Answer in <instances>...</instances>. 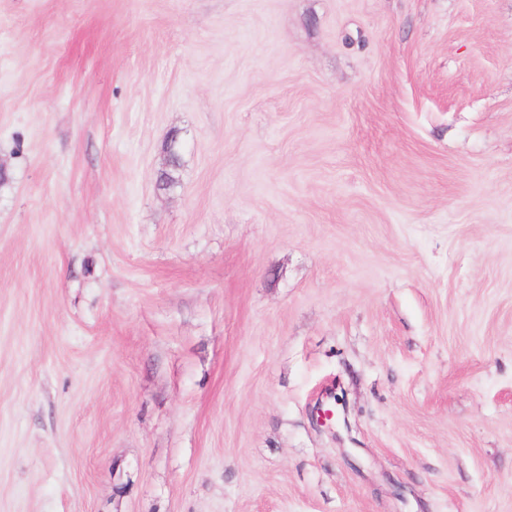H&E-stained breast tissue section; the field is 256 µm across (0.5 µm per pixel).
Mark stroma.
Instances as JSON below:
<instances>
[{
	"label": "stroma",
	"instance_id": "obj_1",
	"mask_svg": "<svg viewBox=\"0 0 512 512\" xmlns=\"http://www.w3.org/2000/svg\"><path fill=\"white\" fill-rule=\"evenodd\" d=\"M0 166V512H512V0H0Z\"/></svg>",
	"mask_w": 512,
	"mask_h": 512
}]
</instances>
